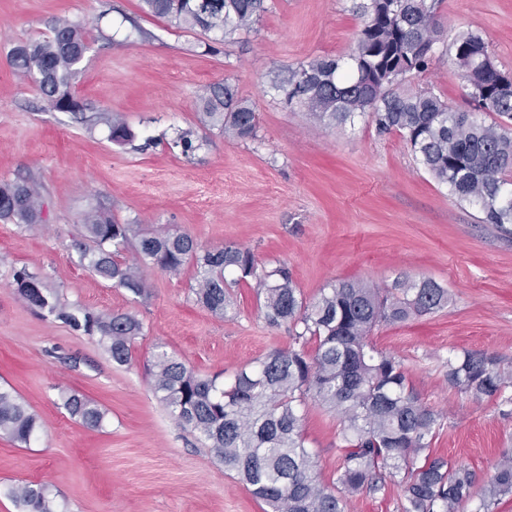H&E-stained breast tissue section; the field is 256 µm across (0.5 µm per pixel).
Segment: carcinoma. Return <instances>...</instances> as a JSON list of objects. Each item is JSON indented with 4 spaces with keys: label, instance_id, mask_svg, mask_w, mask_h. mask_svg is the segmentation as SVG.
<instances>
[{
    "label": "carcinoma",
    "instance_id": "cac0c4a2",
    "mask_svg": "<svg viewBox=\"0 0 512 512\" xmlns=\"http://www.w3.org/2000/svg\"><path fill=\"white\" fill-rule=\"evenodd\" d=\"M142 3L147 12L185 29L224 37L251 29L265 11L264 0ZM358 9L364 25L352 52L287 68L273 84L283 103L324 127L365 117L378 134L397 133L435 182L479 209L482 223L512 224V180L506 178L512 172V94H502L497 75L480 69V57L489 55L487 36L468 30L452 44L469 48L466 54H453L473 106L471 112L460 111L431 89L404 88L410 74L426 71L431 63L421 44L440 35L436 0H362ZM88 49L83 28L58 19L48 35L17 45L10 62L20 76L37 84L49 107L82 112L71 85ZM476 111L494 120H479ZM197 120L228 138L257 136L256 112L228 82L211 85L199 96ZM109 126L113 142L134 140L121 119L112 118ZM173 144L187 158L201 147L190 130L178 131ZM0 220L42 223L37 188L27 182L1 183ZM81 223L88 240L79 244L82 259L115 288L140 297L147 288L140 265L150 263L171 274L191 266L196 302L210 312L224 316L234 309L231 288L244 284L256 290L268 325L288 326L292 345L241 368L227 381L202 376L166 351L156 354L151 370L154 394L174 419L203 437L224 469L235 472L270 512H346L350 497L381 493L398 476L400 512H459L476 496L475 512H491L497 501L512 496V449L502 453L479 493L473 470L430 453L441 414L420 402L403 363L371 341L381 323H401L447 307L448 289L437 282L405 277L384 293L359 281H341L308 302L287 266L268 268L233 242L211 248L168 229L143 233L100 208L85 212ZM130 246L137 254L133 264L122 256ZM32 280L23 269L14 274L13 288L28 305L96 339L113 362L124 365L131 359L133 341L143 331L136 316L71 311L52 289L40 281L34 286ZM446 377L449 386L477 401L496 399L512 387L498 357L485 352L463 351L448 358ZM309 399L340 419V461L329 484L318 479L303 436L299 407ZM64 407L88 428L105 423V411L75 393L66 397ZM40 429L37 415L0 388V436L27 446ZM9 495L29 512H54L43 486L16 485Z\"/></svg>",
    "mask_w": 512,
    "mask_h": 512
}]
</instances>
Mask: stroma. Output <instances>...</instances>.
I'll list each match as a JSON object with an SVG mask.
<instances>
[{
    "label": "stroma",
    "mask_w": 512,
    "mask_h": 512,
    "mask_svg": "<svg viewBox=\"0 0 512 512\" xmlns=\"http://www.w3.org/2000/svg\"><path fill=\"white\" fill-rule=\"evenodd\" d=\"M358 0H265L254 28L221 41L145 14L140 0H0V183L36 181L44 221H0V388L35 413L40 437L0 438V512H25L8 495L44 485L57 512H264L235 473L181 427L156 398L148 368L161 350L202 375L235 372L287 348L286 327L269 326L254 289L234 290L221 317L195 301L193 268L141 271L132 299L89 270L77 248L82 214L99 205L145 232L171 229L199 244L233 242L266 266L287 265L304 298L356 280L380 289L403 277L447 288L441 312L377 326L376 347L400 359L421 401L442 415L433 454L473 469L479 481L512 448V388L505 400L472 399L449 386V356L497 355L512 376V224L479 221L415 161L399 135L366 119L336 128L288 109L272 89L277 73L351 51ZM441 36L429 68L410 88H431L464 111V82L451 46L466 30L486 34L499 69L512 72V0H439ZM59 18L89 43L71 93L77 113L50 110L36 85L9 64L12 49L48 34ZM229 81L258 116L256 138L238 141L197 122L199 95ZM135 133L109 138V118ZM194 129L204 143L184 157L171 141ZM55 289L73 308L131 312L143 323L132 359L112 362L95 339L43 316L15 293L17 270ZM77 393L106 412L86 428L64 408ZM307 448L323 483L336 476L339 419L307 401Z\"/></svg>",
    "instance_id": "35a3bbf8"
}]
</instances>
